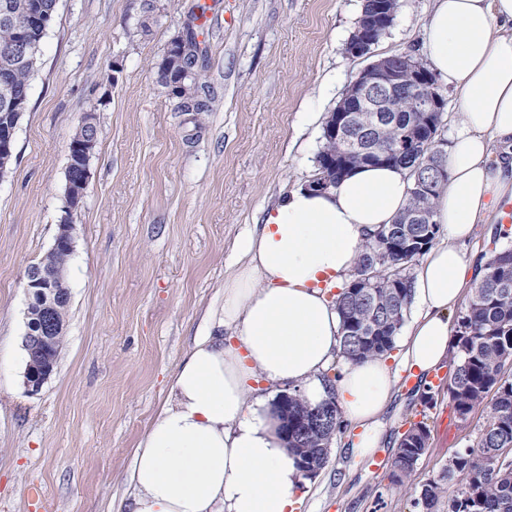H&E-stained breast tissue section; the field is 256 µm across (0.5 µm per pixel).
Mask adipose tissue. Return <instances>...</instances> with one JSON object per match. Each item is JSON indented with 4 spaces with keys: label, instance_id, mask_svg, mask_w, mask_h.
Listing matches in <instances>:
<instances>
[{
    "label": "adipose tissue",
    "instance_id": "adipose-tissue-1",
    "mask_svg": "<svg viewBox=\"0 0 512 512\" xmlns=\"http://www.w3.org/2000/svg\"><path fill=\"white\" fill-rule=\"evenodd\" d=\"M419 51L458 89L461 115L432 203L445 240L411 281L415 316L400 343L402 368L425 376L446 360L448 315L479 275L459 247L512 201V0H434ZM409 188L402 168L360 166L329 192L296 188L240 241L215 330L195 339L134 454L127 512H294L303 475L265 386L335 399L358 429L353 453L380 448L397 373L373 358L324 379L341 336L326 292L348 280L368 233L393 223Z\"/></svg>",
    "mask_w": 512,
    "mask_h": 512
}]
</instances>
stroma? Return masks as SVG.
I'll use <instances>...</instances> for the list:
<instances>
[{
	"instance_id": "obj_1",
	"label": "stroma",
	"mask_w": 512,
	"mask_h": 512,
	"mask_svg": "<svg viewBox=\"0 0 512 512\" xmlns=\"http://www.w3.org/2000/svg\"><path fill=\"white\" fill-rule=\"evenodd\" d=\"M363 0H59L30 81L15 157L0 181V512H126L134 451L236 267L238 238L307 183L325 118L373 60L417 54L433 0H399L370 55L345 45ZM198 29L204 114L179 112L156 64L186 22ZM94 113L98 143L73 214L71 302L57 371L24 386L25 271L62 215L72 129ZM398 369L378 458L355 455L343 423L296 512H416L421 486L487 420ZM425 421L430 447L406 487L389 479L398 442Z\"/></svg>"
}]
</instances>
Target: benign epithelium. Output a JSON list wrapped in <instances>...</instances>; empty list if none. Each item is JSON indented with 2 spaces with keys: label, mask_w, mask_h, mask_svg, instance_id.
<instances>
[{
  "label": "benign epithelium",
  "mask_w": 512,
  "mask_h": 512,
  "mask_svg": "<svg viewBox=\"0 0 512 512\" xmlns=\"http://www.w3.org/2000/svg\"><path fill=\"white\" fill-rule=\"evenodd\" d=\"M55 16L52 10L42 8L14 12L9 3L0 6V19L11 23L16 29L12 46L0 51V66L9 70L25 60L37 48L32 38L36 30L45 31ZM395 12L388 9L385 0H380L368 22L357 29L349 38L345 53L351 57L370 54L383 33L393 24ZM406 98L405 118L398 124V137L390 147L372 145L365 139L352 134L358 119L357 113L366 112L365 128L370 131L390 121L389 113L395 111L390 104L395 94ZM444 107L432 71L412 56H402V65H392V57H383L365 67L349 86L345 96L333 112L329 113L323 125L324 136L334 142L343 155L364 152L373 160L391 158L395 155H412L419 148L428 151L432 160L429 172L417 177L414 191L429 193L447 177L448 150L434 140L433 129L438 126ZM5 116L8 122L0 124V181L10 173L9 163L15 151V137L18 118L25 108L24 100L14 94L4 96ZM82 123L93 130V134L68 146L66 185L63 193V212L54 243L49 253L72 252L75 248V225L71 223L73 212L83 202L89 181L90 158L95 152L97 134L94 113L88 112ZM26 292L29 298L27 315L37 322L36 330L28 331L23 338V347L29 353L24 372V384L28 393H37L54 374L53 353L58 338L64 335L65 324L56 314L57 305L71 301L66 282V273L61 267L45 265V260L30 265L25 273ZM311 426L336 429L334 407L320 409L309 416Z\"/></svg>",
  "instance_id": "obj_1"
}]
</instances>
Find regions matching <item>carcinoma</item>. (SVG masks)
Segmentation results:
<instances>
[{"label": "carcinoma", "instance_id": "carcinoma-1", "mask_svg": "<svg viewBox=\"0 0 512 512\" xmlns=\"http://www.w3.org/2000/svg\"><path fill=\"white\" fill-rule=\"evenodd\" d=\"M37 62H23L9 74L15 96L29 92L30 79ZM177 112L209 111V93L200 81L185 85ZM375 143L387 145L397 137L389 123L371 133ZM427 153L396 156L390 162L408 171L419 165L426 174ZM441 192L429 195L410 192V202L396 221L371 233L356 263L353 278L377 274L379 282L365 295H354L345 287L336 298L341 318V356L361 361L385 356L394 346L410 305L411 277L407 265L422 252L399 248L389 250L373 263L374 237L388 236L398 244L412 235L426 232V224H405L403 217L420 210L432 212L430 203ZM494 251L483 266V275L475 282L468 305L459 312L452 345L453 371L448 379V398L457 416L468 420L494 394L487 421L475 443L456 452L438 474L421 488L414 505L424 512H512V377L505 375L506 362L512 360V227L496 228ZM288 401V444H297L301 459L322 468L329 431L307 429L296 433L301 419L319 410L298 392ZM430 430L424 421L410 426L398 444L392 463L391 484L402 487L415 471L429 447Z\"/></svg>", "mask_w": 512, "mask_h": 512}]
</instances>
